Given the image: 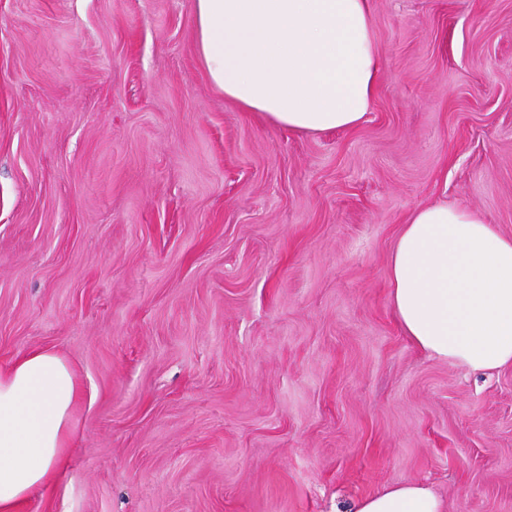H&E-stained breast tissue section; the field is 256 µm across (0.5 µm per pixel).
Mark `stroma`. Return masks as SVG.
<instances>
[{
  "mask_svg": "<svg viewBox=\"0 0 512 512\" xmlns=\"http://www.w3.org/2000/svg\"><path fill=\"white\" fill-rule=\"evenodd\" d=\"M193 7L0 0V367L49 348L83 392L20 512H512V367L389 300L417 208L512 236V0H373L370 109L315 134L225 99ZM354 512H446L443 501L427 486L407 482L361 498Z\"/></svg>",
  "mask_w": 512,
  "mask_h": 512,
  "instance_id": "35a3bbf8",
  "label": "stroma"
}]
</instances>
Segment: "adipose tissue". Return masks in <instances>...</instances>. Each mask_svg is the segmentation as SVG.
I'll use <instances>...</instances> for the list:
<instances>
[{
	"instance_id": "ef3b65f1",
	"label": "adipose tissue",
	"mask_w": 512,
	"mask_h": 512,
	"mask_svg": "<svg viewBox=\"0 0 512 512\" xmlns=\"http://www.w3.org/2000/svg\"><path fill=\"white\" fill-rule=\"evenodd\" d=\"M199 56L211 83L248 112L304 133L363 121L382 60L371 0H194ZM390 302L430 355L474 372L512 367V236L474 211L416 209L390 260ZM80 396L74 367L48 349L0 368V512L58 479ZM354 512H445L407 482Z\"/></svg>"
}]
</instances>
